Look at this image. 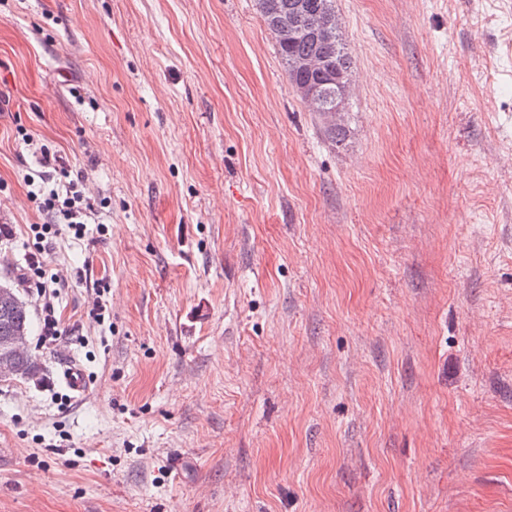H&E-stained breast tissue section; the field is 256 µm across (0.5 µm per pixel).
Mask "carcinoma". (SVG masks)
I'll return each mask as SVG.
<instances>
[{
    "instance_id": "1",
    "label": "carcinoma",
    "mask_w": 512,
    "mask_h": 512,
    "mask_svg": "<svg viewBox=\"0 0 512 512\" xmlns=\"http://www.w3.org/2000/svg\"><path fill=\"white\" fill-rule=\"evenodd\" d=\"M303 6L309 23H314L317 17L326 8L333 7V0H260L261 14L268 30L288 21L291 8L294 4ZM279 55L287 66L289 79L292 84H303L318 89L323 102L332 107L336 98L341 95L340 88L331 78L332 72L340 69H351V59L341 39L329 43L316 40L311 35L299 36L288 42L275 41ZM311 53L321 54L327 61L328 69L324 71L299 72L293 69V63L300 57ZM32 330V317L28 305L13 307L9 311L0 308V338L20 333L30 334ZM18 371L25 379L34 378L39 372V366L28 354L16 357Z\"/></svg>"
}]
</instances>
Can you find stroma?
<instances>
[{
	"mask_svg": "<svg viewBox=\"0 0 512 512\" xmlns=\"http://www.w3.org/2000/svg\"><path fill=\"white\" fill-rule=\"evenodd\" d=\"M334 9L338 147L257 0H0V512H512V0ZM22 129L93 205L53 342ZM32 330V317L27 304L13 307L5 312L0 308V339L3 336H11L5 338L0 343V348H4L12 356L19 353H25L28 340L25 336H13L25 333L30 336ZM63 385L74 395H82L87 390L86 377L83 370L75 364H68L61 373Z\"/></svg>",
	"mask_w": 512,
	"mask_h": 512,
	"instance_id": "1",
	"label": "stroma"
}]
</instances>
